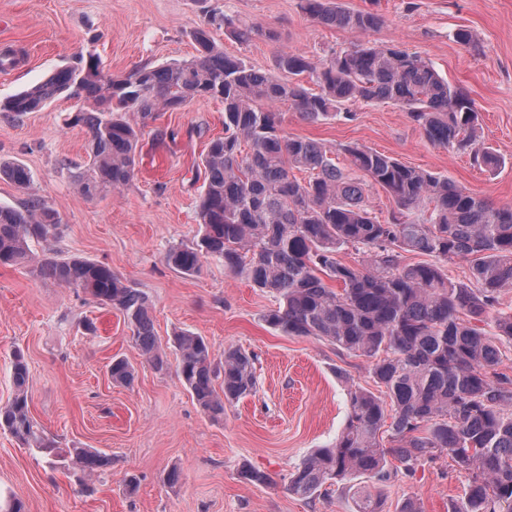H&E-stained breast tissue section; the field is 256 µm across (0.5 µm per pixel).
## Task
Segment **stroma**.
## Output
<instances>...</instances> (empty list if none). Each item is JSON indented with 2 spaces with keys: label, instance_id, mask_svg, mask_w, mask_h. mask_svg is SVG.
<instances>
[{
  "label": "stroma",
  "instance_id": "1",
  "mask_svg": "<svg viewBox=\"0 0 512 512\" xmlns=\"http://www.w3.org/2000/svg\"><path fill=\"white\" fill-rule=\"evenodd\" d=\"M340 3L377 11L384 23L366 34L322 26L306 16L301 0H0V54L13 59L0 67V100L39 84L79 52L96 53L115 77L190 60L199 27L266 73L275 72L284 50L322 60L363 41L395 44L426 58L473 100L483 140L504 166L491 171L430 144L390 103H349L353 120L317 123L281 103L285 134L357 143L447 176L496 205L512 204V0ZM225 15L261 23L271 34L238 41L221 25ZM460 28L471 30V44L454 40ZM76 109L75 100L60 96L36 112H0V161L20 164L30 176L25 192L0 179V205L42 200L59 218L55 251L104 263L145 293L160 341L179 330L205 337L219 363L227 347L249 353L257 389L225 404L223 419H211L179 380L174 348L166 350L167 370L156 371L134 347L120 312L0 266V405L12 396L10 358L22 349L31 414L46 435L58 447L96 448L114 459L90 495L67 469L50 466L49 456L0 431V493L18 498L24 512H355L359 491L372 488L365 480L327 497L300 498L287 486L295 467L342 430L349 384L373 388L366 360L271 328L264 316L276 307L273 296L230 275L222 261L206 259L193 275L165 261L170 249L198 237L202 158L224 133L223 105L198 98L157 113L144 129L133 180L94 199L76 191L62 166L87 158L86 129L67 123ZM116 356L134 366L131 385L113 382L109 365ZM245 465L268 473L272 484L244 480ZM174 466L182 479L171 487L163 477ZM129 474L138 480L132 492L123 483ZM467 482L448 457L427 461L413 475H392L384 508L399 512L412 500L421 512H454Z\"/></svg>",
  "mask_w": 512,
  "mask_h": 512
}]
</instances>
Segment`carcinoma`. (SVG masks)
<instances>
[{"mask_svg": "<svg viewBox=\"0 0 512 512\" xmlns=\"http://www.w3.org/2000/svg\"><path fill=\"white\" fill-rule=\"evenodd\" d=\"M303 2L308 17L324 26L368 33L382 22L376 12L344 9L337 0ZM222 22L241 42L263 34L261 26L232 16ZM193 39V59L119 79L104 73L97 55L81 54L45 82L0 102V111L35 112L61 94L90 103L70 118L86 128L90 148L73 184L95 198L133 180L140 139L156 113L197 98L222 103L224 136L209 143L202 159L198 238L191 247L171 249L166 262L194 274L205 258L224 260L230 274L276 299L277 307L264 315L272 328L365 358L371 379L387 396L349 388L347 420L336 442L295 468L288 491L308 498L358 478L384 484L394 461L411 473L445 454L469 476L454 512H512V378L495 371L502 348L512 345V312L499 310L502 294L512 289V205L497 206L448 177L377 151L289 136L274 111L286 101L317 123L338 115L346 103H392L406 110L431 144L496 169L502 160L480 142L471 101L427 60L394 45L357 44L319 62L283 51L276 59V69L290 76L283 80L227 55L203 28ZM305 73L319 92L291 80ZM338 153L349 169L336 164ZM293 166L310 171L309 180L292 175ZM0 177L21 189L30 183L16 163L0 162ZM368 183L381 186L396 204L386 223L372 216L364 200ZM58 228L55 212L39 199L1 205L0 265L26 269L119 311L140 355L155 370H166L143 292L106 264L62 257L50 247L33 251L31 242L50 243ZM348 247L363 253L365 263L338 260L339 250ZM406 252L431 261L408 264ZM455 258L469 263L468 281L448 277ZM172 345L179 379L210 418H224V403L255 393L250 354L230 346L218 368L204 337L182 331ZM110 374L122 385L134 380L124 359L112 361ZM10 377L13 395L0 406V430L32 450L51 449L31 416L29 367L19 349ZM386 426L389 448L378 440ZM69 457L86 480L112 470V455L98 449L71 448Z\"/></svg>", "mask_w": 512, "mask_h": 512, "instance_id": "1", "label": "carcinoma"}]
</instances>
